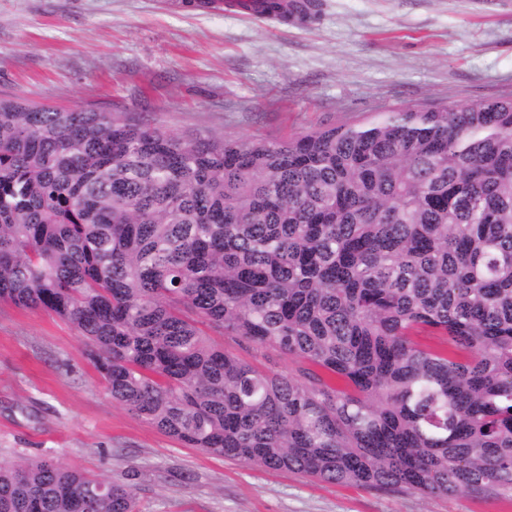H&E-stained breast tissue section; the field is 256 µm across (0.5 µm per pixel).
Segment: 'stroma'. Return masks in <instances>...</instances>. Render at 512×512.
Returning <instances> with one entry per match:
<instances>
[{
    "mask_svg": "<svg viewBox=\"0 0 512 512\" xmlns=\"http://www.w3.org/2000/svg\"><path fill=\"white\" fill-rule=\"evenodd\" d=\"M16 96L233 141L512 99V0H319L309 22L185 0H0V98ZM17 452L132 485L140 512H512L184 447L112 401L72 324L0 303V453Z\"/></svg>",
    "mask_w": 512,
    "mask_h": 512,
    "instance_id": "35a3bbf8",
    "label": "stroma"
}]
</instances>
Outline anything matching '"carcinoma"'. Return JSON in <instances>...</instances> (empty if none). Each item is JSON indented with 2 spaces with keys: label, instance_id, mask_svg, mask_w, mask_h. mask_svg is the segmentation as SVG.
I'll use <instances>...</instances> for the list:
<instances>
[{
  "label": "carcinoma",
  "instance_id": "cac0c4a2",
  "mask_svg": "<svg viewBox=\"0 0 512 512\" xmlns=\"http://www.w3.org/2000/svg\"><path fill=\"white\" fill-rule=\"evenodd\" d=\"M0 300L74 325L112 401L189 448L511 496L512 99L271 142L0 99ZM0 512L138 510L130 485L18 454ZM210 337L215 344L224 345V347L232 350L242 360L251 363L269 373L287 375L294 372L295 362L292 359H289L287 356L271 353L269 354V357H263L260 354H257L251 348L237 345L226 337L214 335H211Z\"/></svg>",
  "mask_w": 512,
  "mask_h": 512
}]
</instances>
